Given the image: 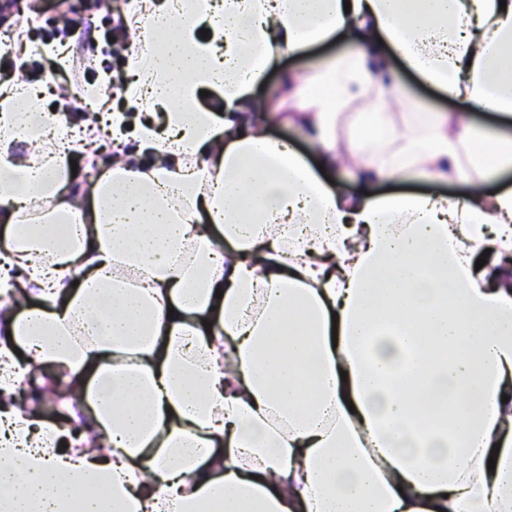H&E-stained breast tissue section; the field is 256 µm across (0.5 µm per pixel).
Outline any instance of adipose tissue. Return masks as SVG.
Instances as JSON below:
<instances>
[{"mask_svg":"<svg viewBox=\"0 0 512 512\" xmlns=\"http://www.w3.org/2000/svg\"><path fill=\"white\" fill-rule=\"evenodd\" d=\"M127 14L144 37L116 93L163 124L102 112L69 142L65 103L0 85V512H512V187L378 189L512 169V137L464 113L399 128L382 78L400 60L512 122V0ZM333 37L347 50L257 119L275 61ZM272 121L305 126L320 169ZM103 130L125 155L75 190L69 153ZM340 141L354 194L326 176ZM36 370L62 421L19 403ZM497 178L491 183H474L470 185H456L441 182L435 178H428L421 174H411L402 177L399 182H385L381 183V192L400 191V190H417L433 195H442L446 197H458L470 193L480 192L499 188L504 183H509L512 186V169L504 177Z\"/></svg>","mask_w":512,"mask_h":512,"instance_id":"1","label":"adipose tissue"}]
</instances>
